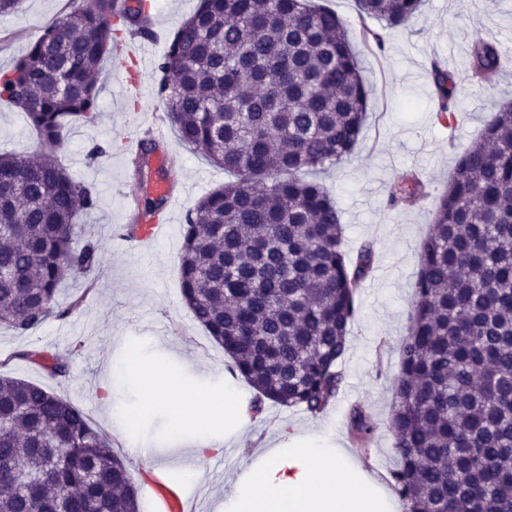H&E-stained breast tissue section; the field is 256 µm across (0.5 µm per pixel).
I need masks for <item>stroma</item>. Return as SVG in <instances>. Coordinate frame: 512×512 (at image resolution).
<instances>
[{"label": "stroma", "mask_w": 512, "mask_h": 512, "mask_svg": "<svg viewBox=\"0 0 512 512\" xmlns=\"http://www.w3.org/2000/svg\"><path fill=\"white\" fill-rule=\"evenodd\" d=\"M152 59L121 68L104 61L99 79L100 111L94 123L68 127L62 161L77 181L95 187L94 210L81 215L102 251L91 273L64 283L60 302L78 301L64 320L49 318L20 334L0 327V373L54 391L79 407L126 464L138 489L140 512H164L162 498L169 486L194 484L197 512H221L226 481L260 448H293L310 436L327 446L346 448L351 459L389 479L395 466L393 436L388 427L393 398L390 378L397 370V345L409 328L410 284L417 272L420 246L431 230L432 209L451 173L455 153L470 143L493 107L512 101V70L489 75L472 85L461 101L451 127L436 118L437 95L428 71L432 60L447 63L456 76L469 68L467 51L473 41L497 42L512 55V0H426L408 27L386 28L377 20L361 21L355 0H314L334 10L346 23L354 46L362 50V76L374 92L367 119L351 157L322 174L341 210L347 248L372 243L375 270L359 288V312L351 325L348 349L341 363L343 387L327 410L312 416L298 408L266 403L264 412L245 426L226 425V448L232 460L224 477L205 473L190 438L172 432L173 406L146 408L144 382L129 377L120 396L108 398L104 388L112 370L135 359L142 368L158 367L176 377L184 401L201 394H225L234 402L248 401L254 391L243 378L232 377L227 358L185 305L179 262L185 215L209 190L228 176L202 154L179 144L153 82L155 59L167 48L174 28L196 10L198 0H153ZM93 0H22L18 12L0 18V69L9 68L41 28L70 5L90 6ZM380 32L383 50L362 45L364 29ZM137 76L141 95L126 98V83ZM154 120L166 133L164 150L176 154L171 177L184 187L178 213L166 234L149 250L120 240L128 222L126 198L142 191L144 179L130 162L131 139L138 126ZM37 134L24 113L0 105V150L30 153ZM104 152L92 156L93 147ZM421 175L428 198L421 205L389 209L387 193L399 175ZM44 351L67 359L70 374L50 378L38 365L22 359L25 351ZM361 406L376 425L367 448L356 447L348 413ZM152 456L138 457L139 449Z\"/></svg>", "instance_id": "stroma-1"}]
</instances>
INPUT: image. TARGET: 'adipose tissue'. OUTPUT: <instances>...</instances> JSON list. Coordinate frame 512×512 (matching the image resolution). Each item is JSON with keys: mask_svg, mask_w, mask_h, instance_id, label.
I'll return each instance as SVG.
<instances>
[{"mask_svg": "<svg viewBox=\"0 0 512 512\" xmlns=\"http://www.w3.org/2000/svg\"><path fill=\"white\" fill-rule=\"evenodd\" d=\"M245 404L201 395L174 411L177 435L194 431L204 445L221 441L215 426L226 420L246 423ZM379 478L348 459L342 448L321 447L319 439L283 453L270 449L255 455L224 491V512H364V501L383 495Z\"/></svg>", "mask_w": 512, "mask_h": 512, "instance_id": "ef3b65f1", "label": "adipose tissue"}]
</instances>
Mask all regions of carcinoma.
Wrapping results in <instances>:
<instances>
[{
	"mask_svg": "<svg viewBox=\"0 0 512 512\" xmlns=\"http://www.w3.org/2000/svg\"><path fill=\"white\" fill-rule=\"evenodd\" d=\"M74 7L43 27L6 70L0 100L38 134L32 156L0 153V326L25 333L79 305L59 286L101 262L82 213L92 187L60 159L62 132L99 110L96 73L118 35L151 0ZM361 16L407 27L424 0H356ZM493 42L471 45L476 75L499 70ZM345 23L310 0H199L158 64V95L179 141L236 180L187 211L181 293L224 349L228 369L265 402L313 416L336 398L339 364L373 270L370 243L345 248L336 199L312 174L355 150L372 89ZM439 119L456 120L462 87L433 62ZM426 194L415 172L390 187L391 209ZM140 214L164 200L144 195ZM420 248L407 336L391 378L394 491L403 512H512V105L490 112L456 154ZM51 377L69 365L26 351ZM350 430L365 447L375 426L358 407ZM0 512H139L124 462L71 402L0 375Z\"/></svg>",
	"mask_w": 512,
	"mask_h": 512,
	"instance_id": "1",
	"label": "carcinoma"
}]
</instances>
